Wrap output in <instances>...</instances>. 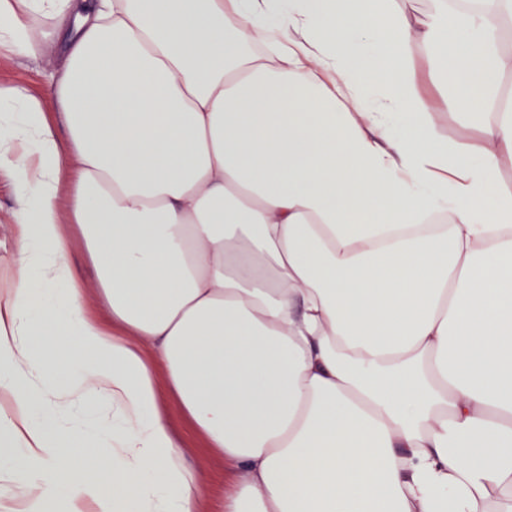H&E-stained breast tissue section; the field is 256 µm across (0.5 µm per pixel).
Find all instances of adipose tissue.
I'll return each mask as SVG.
<instances>
[{
  "mask_svg": "<svg viewBox=\"0 0 512 512\" xmlns=\"http://www.w3.org/2000/svg\"><path fill=\"white\" fill-rule=\"evenodd\" d=\"M511 20L0 0V55L66 38L46 96L0 84L13 512H512ZM443 106L484 110L479 137L448 141ZM165 395L230 467L217 509ZM15 190L10 177L0 173V282L6 278L15 263L13 239L18 226L14 224Z\"/></svg>",
  "mask_w": 512,
  "mask_h": 512,
  "instance_id": "obj_1",
  "label": "adipose tissue"
}]
</instances>
